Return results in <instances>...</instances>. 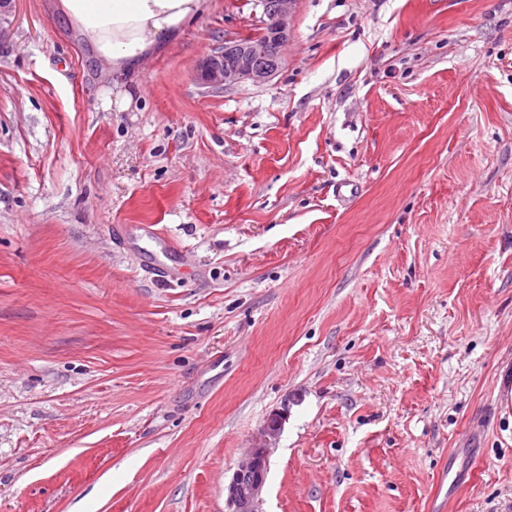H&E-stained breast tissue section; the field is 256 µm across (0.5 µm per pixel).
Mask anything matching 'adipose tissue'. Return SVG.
<instances>
[{
    "instance_id": "1",
    "label": "adipose tissue",
    "mask_w": 512,
    "mask_h": 512,
    "mask_svg": "<svg viewBox=\"0 0 512 512\" xmlns=\"http://www.w3.org/2000/svg\"><path fill=\"white\" fill-rule=\"evenodd\" d=\"M63 14L110 70H136L148 52L175 41L208 0H60Z\"/></svg>"
}]
</instances>
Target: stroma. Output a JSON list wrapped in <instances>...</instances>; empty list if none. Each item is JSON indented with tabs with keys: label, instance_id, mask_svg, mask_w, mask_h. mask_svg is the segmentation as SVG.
Wrapping results in <instances>:
<instances>
[{
	"label": "stroma",
	"instance_id": "stroma-1",
	"mask_svg": "<svg viewBox=\"0 0 512 512\" xmlns=\"http://www.w3.org/2000/svg\"><path fill=\"white\" fill-rule=\"evenodd\" d=\"M0 13V512H512V0H295L268 83ZM468 485L450 489L453 474ZM285 420L284 412L272 414L264 429V439L254 448H250L247 458L225 486L230 512H260L259 504L268 462V444L265 438L278 436ZM246 476H249V479H246Z\"/></svg>",
	"mask_w": 512,
	"mask_h": 512
}]
</instances>
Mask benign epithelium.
Instances as JSON below:
<instances>
[{
    "label": "benign epithelium",
    "instance_id": "obj_1",
    "mask_svg": "<svg viewBox=\"0 0 512 512\" xmlns=\"http://www.w3.org/2000/svg\"><path fill=\"white\" fill-rule=\"evenodd\" d=\"M295 0H276L274 21L270 25L271 36L276 38L280 47H285L289 40L290 22L292 20ZM254 47L245 39H229L221 50L208 55L199 64L197 79L207 87L222 88L241 81L265 84L275 77L281 63L264 70L253 67ZM233 57L234 63L227 64L225 57ZM286 420V413L272 414L264 429V440L250 449L247 458L233 474L225 486V494L230 512H259L261 493L265 484L268 462L267 439L278 436Z\"/></svg>",
    "mask_w": 512,
    "mask_h": 512
}]
</instances>
